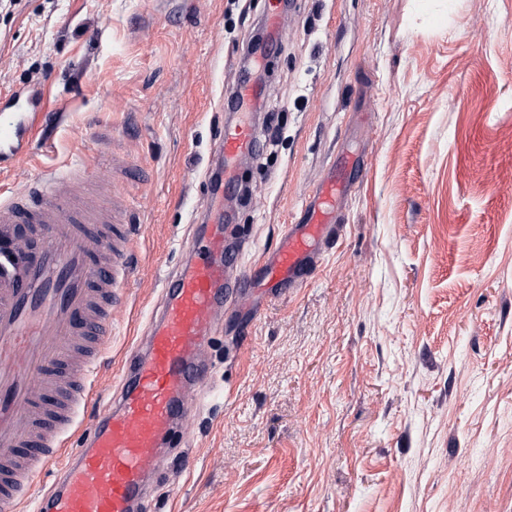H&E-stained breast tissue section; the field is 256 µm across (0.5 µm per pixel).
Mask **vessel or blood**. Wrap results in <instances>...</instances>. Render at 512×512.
I'll list each match as a JSON object with an SVG mask.
<instances>
[{
  "label": "vessel or blood",
  "mask_w": 512,
  "mask_h": 512,
  "mask_svg": "<svg viewBox=\"0 0 512 512\" xmlns=\"http://www.w3.org/2000/svg\"><path fill=\"white\" fill-rule=\"evenodd\" d=\"M46 118L43 93L1 101L0 164L22 155ZM259 145L251 124L225 127L224 180L209 184L208 195L233 191L237 158ZM346 189L324 184L253 271L233 263L219 234H196L189 260L166 277L116 393L83 428L76 412L92 394V369L110 346L112 313L133 275L125 205L94 193L82 162L1 200L0 512L30 500L33 512H135L164 441L207 381L205 350L220 312L261 282L271 300L302 287L318 268L320 243L338 228ZM74 436L82 446L67 451ZM48 472L49 489L32 498Z\"/></svg>",
  "instance_id": "obj_1"
}]
</instances>
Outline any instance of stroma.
I'll list each match as a JSON object with an SVG mask.
<instances>
[{"mask_svg":"<svg viewBox=\"0 0 512 512\" xmlns=\"http://www.w3.org/2000/svg\"><path fill=\"white\" fill-rule=\"evenodd\" d=\"M272 0H18L0 92L40 88L48 138L18 192L93 163L137 240L93 370L116 387L204 223L226 88ZM224 227L261 263L317 187L342 229L302 288L224 314L212 372L148 512H512V0H290ZM106 137L94 145L92 129ZM363 172L344 173L343 159ZM180 474L178 482L168 478Z\"/></svg>","mask_w":512,"mask_h":512,"instance_id":"obj_1","label":"stroma"}]
</instances>
